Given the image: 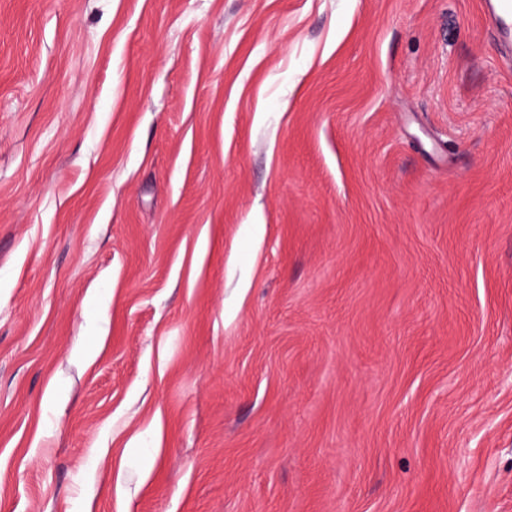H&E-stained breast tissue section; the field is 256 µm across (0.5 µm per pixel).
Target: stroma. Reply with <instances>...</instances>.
Masks as SVG:
<instances>
[{
  "instance_id": "obj_1",
  "label": "stroma",
  "mask_w": 512,
  "mask_h": 512,
  "mask_svg": "<svg viewBox=\"0 0 512 512\" xmlns=\"http://www.w3.org/2000/svg\"><path fill=\"white\" fill-rule=\"evenodd\" d=\"M0 512H512L482 0H0Z\"/></svg>"
}]
</instances>
